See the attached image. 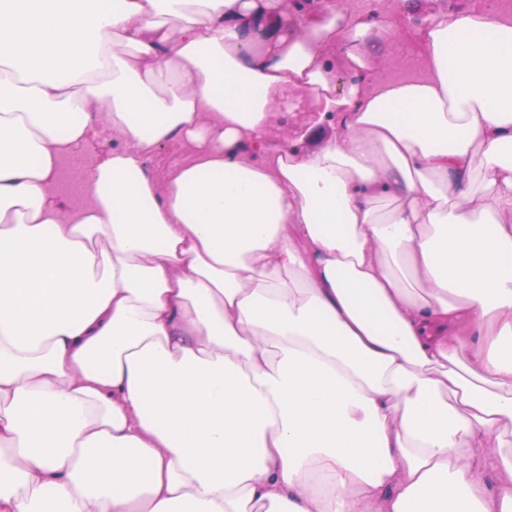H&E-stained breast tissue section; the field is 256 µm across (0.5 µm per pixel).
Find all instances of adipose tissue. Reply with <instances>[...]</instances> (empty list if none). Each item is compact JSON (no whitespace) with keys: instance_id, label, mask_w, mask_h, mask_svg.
Segmentation results:
<instances>
[{"instance_id":"ef3b65f1","label":"adipose tissue","mask_w":512,"mask_h":512,"mask_svg":"<svg viewBox=\"0 0 512 512\" xmlns=\"http://www.w3.org/2000/svg\"><path fill=\"white\" fill-rule=\"evenodd\" d=\"M392 31L0 0V512H512V19L434 11L385 80ZM397 37H389L388 48L385 53H382L379 58V76L384 79H399L412 76L411 70L405 65H397L392 61V54L396 51L395 44ZM186 153L176 143L168 144L160 148L151 159V168L159 179H163L168 170L183 163ZM84 174L83 169L75 166L69 160L64 159L61 162L57 178V190L66 204L75 206L79 203L77 188L83 180Z\"/></svg>"}]
</instances>
